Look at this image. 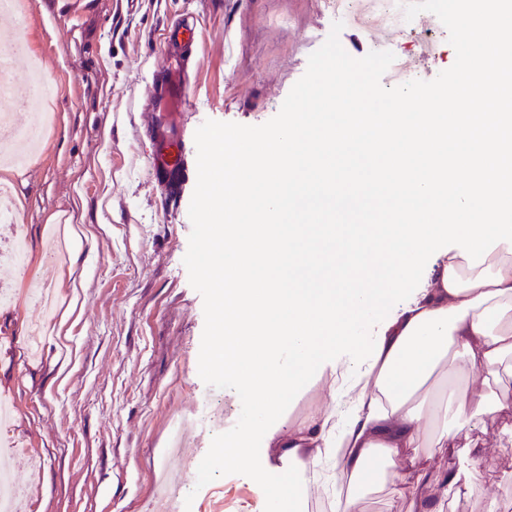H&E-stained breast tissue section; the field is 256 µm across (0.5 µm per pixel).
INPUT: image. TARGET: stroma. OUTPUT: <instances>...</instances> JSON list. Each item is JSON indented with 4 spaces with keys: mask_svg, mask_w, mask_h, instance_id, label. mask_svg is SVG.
<instances>
[{
    "mask_svg": "<svg viewBox=\"0 0 512 512\" xmlns=\"http://www.w3.org/2000/svg\"><path fill=\"white\" fill-rule=\"evenodd\" d=\"M20 13L53 120L22 170L0 168L25 249L20 268L0 267L16 292L12 306H0V394L12 401V440L33 454L12 476L28 493L26 512H159L155 475L177 419L206 403L220 414L187 431L185 453L197 461L219 456L250 407L199 376L203 299L183 262L196 182L173 197L157 180L148 91L172 28H192L199 40L180 126L196 155L206 120L273 118L337 15L331 0H21ZM423 35L439 41L435 56H422ZM389 38L414 79L432 80L455 62L447 29L430 13ZM54 215L87 236L63 281L46 258ZM502 426L490 417L484 431L451 434L450 447L479 444L480 476L449 496L444 512H512V444ZM268 464L285 466L259 451L249 469L189 471L184 512H265L257 470ZM362 506L419 512L390 474Z\"/></svg>",
    "mask_w": 512,
    "mask_h": 512,
    "instance_id": "stroma-1",
    "label": "stroma"
}]
</instances>
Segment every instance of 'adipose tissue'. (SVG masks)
I'll list each match as a JSON object with an SVG mask.
<instances>
[{"instance_id":"ef3b65f1","label":"adipose tissue","mask_w":512,"mask_h":512,"mask_svg":"<svg viewBox=\"0 0 512 512\" xmlns=\"http://www.w3.org/2000/svg\"><path fill=\"white\" fill-rule=\"evenodd\" d=\"M448 8L466 67L427 109L410 111L406 90L365 107L366 78L330 58L305 92L318 111L293 113L270 141L208 147L222 159L224 212L205 242L215 263L202 268L216 312L207 365L252 403L221 456L248 465L259 443L292 462L261 475L275 489L268 512H298L309 457L368 485L397 463L416 495L476 477L426 469L425 422L444 441L492 415L512 437L511 398L438 393L464 372L498 378L512 357V0ZM353 163L362 182L342 178ZM365 185L381 207L336 233L318 191L349 205ZM308 268L327 284L309 287ZM328 369L343 400L285 425L288 396Z\"/></svg>"}]
</instances>
